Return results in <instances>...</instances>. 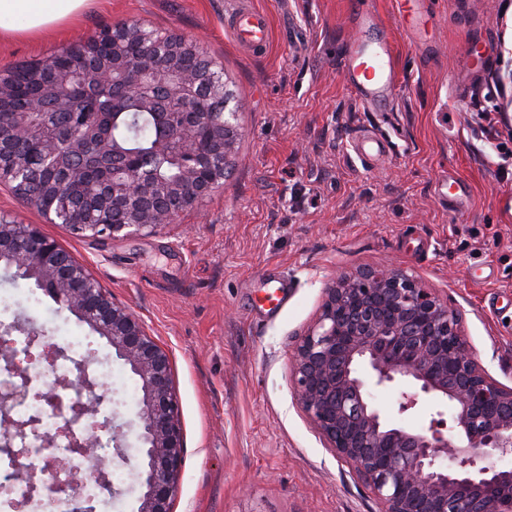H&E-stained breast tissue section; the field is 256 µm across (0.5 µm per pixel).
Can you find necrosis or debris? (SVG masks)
<instances>
[{"label":"necrosis or debris","mask_w":512,"mask_h":512,"mask_svg":"<svg viewBox=\"0 0 512 512\" xmlns=\"http://www.w3.org/2000/svg\"><path fill=\"white\" fill-rule=\"evenodd\" d=\"M43 308L33 289L20 299L0 301V342L9 349L0 357V394L12 393L11 413L27 424L25 431L12 433L9 446L37 467L48 456L69 453L73 439L94 427L99 454L114 458L118 403L112 393L98 389L100 380L111 378L112 365L90 359L88 336L72 324L27 326V314ZM18 364L27 366L26 377L16 375ZM49 390L55 395L51 402L43 398ZM91 403L95 414H81ZM10 465L9 456L1 454L0 512H69L67 495L14 482L4 474Z\"/></svg>","instance_id":"4bbe7bcc"}]
</instances>
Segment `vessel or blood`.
<instances>
[{
	"mask_svg": "<svg viewBox=\"0 0 512 512\" xmlns=\"http://www.w3.org/2000/svg\"><path fill=\"white\" fill-rule=\"evenodd\" d=\"M398 22L407 39L420 33L422 16L415 0H400ZM356 32L344 45L339 71L344 85L363 105L376 109L392 99L398 84L396 47L373 0H363L354 18ZM224 25L236 44L254 57L265 56L271 46L268 15L254 8L250 0H229Z\"/></svg>",
	"mask_w": 512,
	"mask_h": 512,
	"instance_id": "vessel-or-blood-1",
	"label": "vessel or blood"
}]
</instances>
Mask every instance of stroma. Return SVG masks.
I'll return each mask as SVG.
<instances>
[{
  "label": "stroma",
  "instance_id": "obj_1",
  "mask_svg": "<svg viewBox=\"0 0 512 512\" xmlns=\"http://www.w3.org/2000/svg\"><path fill=\"white\" fill-rule=\"evenodd\" d=\"M225 2L91 0L74 23L0 43L9 69L130 20L196 41L237 110L223 185L179 223L123 240L75 235L1 182L0 216L53 238L169 352L185 444L173 512H380L298 407L293 346L340 275L392 264L459 312L476 359L512 387V112L495 79L512 0H421L412 43L397 0H375L397 48L382 112L339 74L356 0H254L272 24L262 58L225 32ZM360 136L385 153L360 157ZM452 176L469 199L459 214L444 199Z\"/></svg>",
  "mask_w": 512,
  "mask_h": 512
}]
</instances>
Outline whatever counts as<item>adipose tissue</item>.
<instances>
[{
  "mask_svg": "<svg viewBox=\"0 0 512 512\" xmlns=\"http://www.w3.org/2000/svg\"><path fill=\"white\" fill-rule=\"evenodd\" d=\"M90 0H0V41L45 31L74 19Z\"/></svg>",
  "mask_w": 512,
  "mask_h": 512,
  "instance_id": "obj_1",
  "label": "adipose tissue"
}]
</instances>
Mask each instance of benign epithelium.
<instances>
[{
	"instance_id": "obj_1",
	"label": "benign epithelium",
	"mask_w": 512,
	"mask_h": 512,
	"mask_svg": "<svg viewBox=\"0 0 512 512\" xmlns=\"http://www.w3.org/2000/svg\"><path fill=\"white\" fill-rule=\"evenodd\" d=\"M142 47L139 56L130 52ZM201 47L174 33L159 38L138 23L104 29L97 38L69 46L70 66L50 63L28 70L36 87L28 108H13L17 83L0 73V144L36 150L43 171L38 184L22 179L23 166L0 167L8 181L40 211L79 236L128 238L173 224L223 185L225 163L238 138L232 96L217 91L210 66H187ZM94 60L93 85L119 86L159 121L183 109L181 121L154 147L160 160L177 156L181 179L160 185L146 161L119 154L102 131L101 115L85 110L87 97L73 92L83 79L77 64ZM223 97L216 114L199 109L203 89ZM49 109L57 124L46 133L31 110ZM83 135L70 137V125ZM64 172V181L54 180ZM0 264L15 270L54 302L105 338L137 377L134 424L142 452L137 512H172L184 466V439L169 354L144 324L115 303L57 242L33 224L0 219ZM295 396L327 447L350 463L373 491L381 512H512V387L495 380L475 358L458 312L406 271L382 265L340 276L327 289L321 314L292 355ZM401 385L399 411L432 398L438 409L426 429L387 420L368 386ZM462 436L454 443L448 423ZM85 462H97V438L75 446ZM67 471L71 484L82 470L69 457L47 458L36 470L22 457L12 477L47 484Z\"/></svg>"
}]
</instances>
